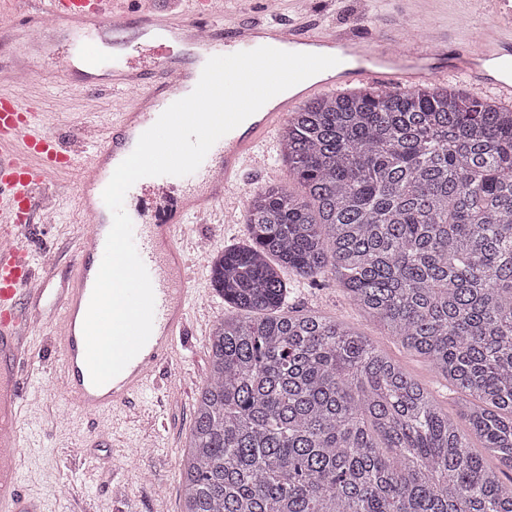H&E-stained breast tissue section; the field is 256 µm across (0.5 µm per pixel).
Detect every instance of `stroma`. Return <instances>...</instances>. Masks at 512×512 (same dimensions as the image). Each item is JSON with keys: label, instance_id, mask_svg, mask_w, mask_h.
Masks as SVG:
<instances>
[{"label": "stroma", "instance_id": "1", "mask_svg": "<svg viewBox=\"0 0 512 512\" xmlns=\"http://www.w3.org/2000/svg\"><path fill=\"white\" fill-rule=\"evenodd\" d=\"M278 9L281 17L295 21L317 19L340 29L402 24L421 35L431 27L448 26L474 36L489 21L488 16L472 14L469 0H407L403 5L398 0H279ZM22 95L41 102L53 131L81 155L90 151L96 126L111 125L113 113L133 97L129 91L115 95L53 84L38 75L28 78ZM75 180V171L60 174L58 181L68 191L54 197V223L32 229L34 245L40 250L35 265L45 268L57 286L68 274L78 235L88 228L87 217L78 215L70 193ZM193 237L208 240L217 254L224 247L244 243L247 226L225 225L219 214L209 223L195 225ZM189 258L196 314L200 321L216 320L227 307L210 285V260L195 250ZM292 304L340 317L356 328L422 383L461 432H468L469 424L461 414V394L450 392L423 357L407 350L355 307L333 277L297 288ZM200 321L185 337L176 369L158 370L157 387L118 416L102 417V424L112 426L115 435L113 444L104 447L91 439V419L76 414L60 389L53 372L57 355L50 329L37 330L31 344L40 368L33 375L31 395L20 420L23 492L42 498L46 512H181L185 445L194 422L197 393L209 375L210 331L201 327Z\"/></svg>", "mask_w": 512, "mask_h": 512}]
</instances>
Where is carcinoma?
Segmentation results:
<instances>
[{"label":"carcinoma","instance_id":"cac0c4a2","mask_svg":"<svg viewBox=\"0 0 512 512\" xmlns=\"http://www.w3.org/2000/svg\"><path fill=\"white\" fill-rule=\"evenodd\" d=\"M302 188L213 257L183 512H512V108L423 84L315 98L281 130ZM295 279L289 281L285 272ZM331 275L465 401L486 465L400 364L288 305Z\"/></svg>","mask_w":512,"mask_h":512}]
</instances>
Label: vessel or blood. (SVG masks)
I'll use <instances>...</instances> for the list:
<instances>
[{
    "mask_svg": "<svg viewBox=\"0 0 512 512\" xmlns=\"http://www.w3.org/2000/svg\"><path fill=\"white\" fill-rule=\"evenodd\" d=\"M37 2L41 16L61 24L63 35L42 46L34 67L46 75L59 73L71 84L118 92L131 89L135 95L118 112L111 133L81 162L65 151L42 112L20 94L0 93V237L6 241L0 247V512H43L41 502L19 488L23 441L19 415L36 362L30 345L31 330L37 325L32 299H44L50 320L58 324L57 374L68 402L83 415L121 411L161 366L179 361L178 343L189 329L191 297L186 224L221 211L241 214V181L247 169L266 168L262 145L276 140L281 123L301 99L320 92L331 95L356 81L390 91L434 82L440 73L434 65L438 59L461 68L474 87L490 86L500 97L512 98V75L502 71L504 62L512 61V0H492L496 24L463 43L438 27L423 41L413 42L400 26L381 33L336 30L285 21L275 12L262 20L244 15L231 20L208 7L191 9L187 17L177 19L166 9L118 10L113 0ZM107 33L114 48L110 57L98 48L99 38ZM381 38L387 44L382 53L376 47ZM261 46L340 59L355 55L360 63L354 68L340 63L326 70L324 79L306 80L295 93L276 95L220 138L194 173L146 177L128 190L124 207L155 295L153 330L118 376L94 385L85 362L83 323L112 226L102 199L111 174L160 114L194 90L204 62ZM144 49L150 52L145 65L139 62ZM59 55L67 63L57 71L52 61ZM75 165L80 168L76 200L95 221L80 234L69 278L57 291L48 279H36L26 236L42 210L45 192L53 187L55 173ZM174 186L180 189L174 203L145 220L147 206Z\"/></svg>",
    "mask_w": 512,
    "mask_h": 512,
    "instance_id": "b4317fda",
    "label": "vessel or blood"
}]
</instances>
